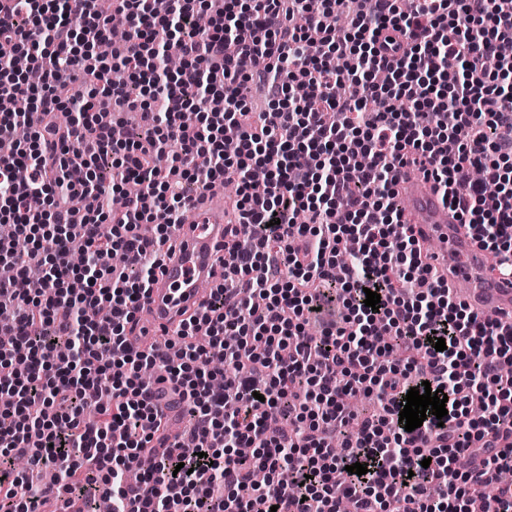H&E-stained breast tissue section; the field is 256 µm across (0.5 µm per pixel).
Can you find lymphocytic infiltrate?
Returning a JSON list of instances; mask_svg holds the SVG:
<instances>
[{
	"mask_svg": "<svg viewBox=\"0 0 512 512\" xmlns=\"http://www.w3.org/2000/svg\"><path fill=\"white\" fill-rule=\"evenodd\" d=\"M337 3L112 0L130 34L111 56L86 57L78 42L110 38L95 0H0V137L22 118L18 99L41 117L0 155V222L13 232L0 237V314L11 317L0 325V512L44 502L19 458L64 473L54 512H72L88 484L112 512L132 501L136 512H252L257 500L339 512L344 499L355 512H469L512 470V444L495 445L512 431V375L501 373L512 326L457 299L403 223L395 189L397 167L430 176L512 278V0H415L409 12L367 0L342 31ZM170 53L182 60L173 72L159 65ZM75 82L87 97L61 98L58 85ZM252 83L267 111H252ZM66 110L77 117L59 124ZM229 175L239 186L228 258L206 309L183 323L175 354L133 347L126 327L192 205L186 185L203 191ZM16 237L28 251L15 252ZM349 238L360 254L345 265ZM76 239L95 264L72 266ZM370 291L378 309L364 303ZM332 302L341 325L308 339ZM146 368L179 392L187 421L162 448ZM425 382L447 395L448 414L406 431L401 405ZM104 394L111 406L86 427L84 410ZM350 395L385 409L353 436ZM356 462L368 464V485L347 472Z\"/></svg>",
	"mask_w": 512,
	"mask_h": 512,
	"instance_id": "obj_1",
	"label": "lymphocytic infiltrate"
}]
</instances>
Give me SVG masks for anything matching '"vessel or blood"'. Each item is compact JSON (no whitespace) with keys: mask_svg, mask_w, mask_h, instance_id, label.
Returning a JSON list of instances; mask_svg holds the SVG:
<instances>
[{"mask_svg":"<svg viewBox=\"0 0 512 512\" xmlns=\"http://www.w3.org/2000/svg\"><path fill=\"white\" fill-rule=\"evenodd\" d=\"M395 182L405 221L414 225L418 237L439 242L433 262L447 275L449 287L465 285L464 301L475 313L512 319V279L491 273L494 254L474 243L433 183L416 170L399 169ZM175 236L178 246L144 300L148 320L136 322L129 337L141 349L152 345L154 332L176 334L185 313L205 305V287L224 255L223 189L208 193L195 212L194 223L179 226Z\"/></svg>","mask_w":512,"mask_h":512,"instance_id":"obj_1","label":"vessel or blood"}]
</instances>
